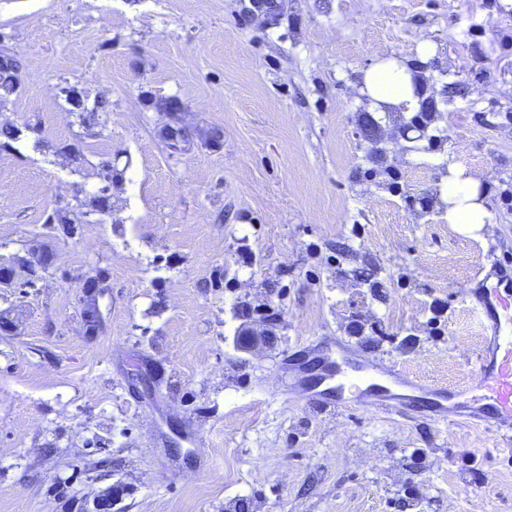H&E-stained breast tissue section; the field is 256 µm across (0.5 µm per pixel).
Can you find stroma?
<instances>
[{"mask_svg": "<svg viewBox=\"0 0 512 512\" xmlns=\"http://www.w3.org/2000/svg\"><path fill=\"white\" fill-rule=\"evenodd\" d=\"M278 2L0 0V42L23 63L0 102V125L22 129L0 149V264L49 259L34 286L21 269L0 288V512L108 496L112 512H512L502 433L320 414L280 365L349 336L433 383L474 377L486 333L468 290L492 262L512 268V8ZM383 58L417 65L437 102L425 127L364 93ZM74 86L111 101L101 136ZM171 123L192 133L184 150ZM63 143L115 172L111 216L68 236L48 213L97 182ZM452 165L489 201L482 238L446 218Z\"/></svg>", "mask_w": 512, "mask_h": 512, "instance_id": "obj_1", "label": "stroma"}]
</instances>
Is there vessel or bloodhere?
<instances>
[{
	"instance_id": "obj_1",
	"label": "vessel or blood",
	"mask_w": 512,
	"mask_h": 512,
	"mask_svg": "<svg viewBox=\"0 0 512 512\" xmlns=\"http://www.w3.org/2000/svg\"><path fill=\"white\" fill-rule=\"evenodd\" d=\"M472 294L489 333L477 357V381L458 389L440 387L404 369L356 358L355 346L339 341L314 356L293 357L301 399L330 412L363 406L511 431L512 271L481 270Z\"/></svg>"
}]
</instances>
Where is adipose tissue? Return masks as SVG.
<instances>
[{
    "instance_id": "1",
    "label": "adipose tissue",
    "mask_w": 512,
    "mask_h": 512,
    "mask_svg": "<svg viewBox=\"0 0 512 512\" xmlns=\"http://www.w3.org/2000/svg\"><path fill=\"white\" fill-rule=\"evenodd\" d=\"M363 90L379 106L417 107L414 75L410 67L394 59H382L363 75ZM440 194L447 206L448 222L458 233L479 238L492 213L478 181L465 168L452 166L443 178Z\"/></svg>"
}]
</instances>
